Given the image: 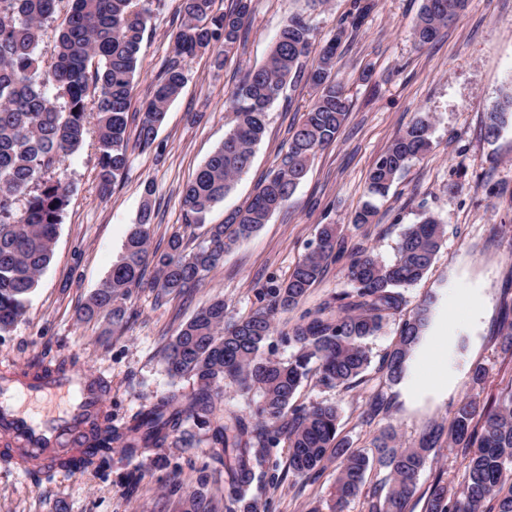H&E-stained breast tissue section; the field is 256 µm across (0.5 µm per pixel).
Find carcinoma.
<instances>
[{"mask_svg": "<svg viewBox=\"0 0 512 512\" xmlns=\"http://www.w3.org/2000/svg\"><path fill=\"white\" fill-rule=\"evenodd\" d=\"M68 2L58 24L55 53L46 61L38 53L46 21ZM466 0H423L414 28L417 44L436 41L457 19ZM214 0H179L180 23L173 33L176 57L167 64L146 100L137 126L135 147L152 148L170 103L181 93L184 60L199 52L211 54L221 68L245 38L250 0H233L223 11ZM165 0H0V333L10 330L26 311L29 295L50 263L59 224L70 199L69 185L57 177L64 159L76 152L95 119L98 137L96 180L109 192L129 164V109L133 79L147 19ZM311 47V28L298 16L288 18L266 62L248 71L229 93L234 126L182 190L185 223L200 224L224 200L249 168L265 132L267 109L283 84L300 74L302 57ZM336 41L325 45L308 80L316 96L294 128L280 163L241 208L211 225L205 238L187 249L174 234L167 249L149 251L155 220L143 205L119 261L88 300L77 307L79 321L103 317L114 328L126 323V300L144 285L158 295H179L201 284L223 263L224 253L250 237L283 208L306 176L316 152L334 142L348 112L347 99L332 71ZM512 119V91L486 113L484 135L498 138ZM430 120L417 117L379 157L368 177V194L385 196L406 165L430 148ZM446 235V225L432 215L409 224L397 245L395 259L385 262L372 250L350 255L348 276L353 288L305 310L289 326L285 340L295 352L285 362L264 356L274 334L275 311L302 305L328 262L344 253L334 224L317 228L315 246L295 264L288 278L270 289V304L250 314L228 318L224 300L216 299L181 325L167 345L164 366L172 378H192L189 394L172 392L124 425L103 411L91 423L88 439L96 451L77 468L100 467L113 447L132 456L140 448H159L174 437L186 445L194 435L187 424L204 427L224 400V387L256 392L252 415H229L212 433L224 448V489L229 499L245 500L260 459L256 449L284 439L289 471L311 478L328 458L336 459L335 512L362 493L366 472L387 471L385 495L372 492L369 512H406L421 471L432 450L448 435L459 448L464 472L459 486L437 477L428 493L425 512H512V387L489 405L466 397L456 406L449 428L433 427L411 446H403L388 425L374 439V452L351 447L339 438L338 408L329 403H293L298 388L310 377L326 390L346 389L360 381L371 363L365 341L390 320L401 319L397 340L379 362L385 379L395 384L404 376L407 357L428 323L436 299L424 300L412 314L405 288L431 267ZM156 277L144 282L149 265Z\"/></svg>", "mask_w": 512, "mask_h": 512, "instance_id": "obj_1", "label": "carcinoma"}]
</instances>
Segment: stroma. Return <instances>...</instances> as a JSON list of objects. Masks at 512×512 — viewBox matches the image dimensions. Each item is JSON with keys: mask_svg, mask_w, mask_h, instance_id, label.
Wrapping results in <instances>:
<instances>
[{"mask_svg": "<svg viewBox=\"0 0 512 512\" xmlns=\"http://www.w3.org/2000/svg\"><path fill=\"white\" fill-rule=\"evenodd\" d=\"M362 24L347 29L337 48L335 74L349 109L335 142L318 151L285 207L251 237L224 255L200 288L182 296L158 297L134 289L126 302L127 322L117 330L103 320L76 322L84 303L118 260L143 202L156 213L150 247L165 250L172 234L189 245L201 241L206 226L251 198L286 148L315 91L307 75L290 79L268 110L265 134L249 169L204 224L183 222L181 191L223 143L234 125L227 97L244 74L267 58L289 15L305 17L313 46L321 48L355 11L354 0H251L246 40L223 68L209 55L185 61L187 77L170 104L149 151L130 149L124 177L100 196L96 175V135L66 158L58 174L69 184L70 203L58 228L54 255L29 297L24 318L0 334V374L33 362L75 361L81 371L110 382L105 408L114 424L126 422L171 392H190L193 383L171 380L163 367L166 346L176 329L212 299L223 298L228 316L239 317L268 302V290L288 276L305 255L321 224L338 225L346 253L371 248L383 260L396 255L407 225L433 215L445 224L444 241L425 276L405 291L409 307L426 297L454 296L478 288L486 300L478 323L459 319L457 340L448 347V367L459 378L446 400L421 408L405 403L400 385L387 383L381 357L397 338L389 322L367 341L371 364L350 389L321 390L305 381L295 404H335L338 431L352 447L370 450L373 437L394 425L404 445L426 430L448 424L467 396L488 403L512 383V353L503 351L498 331L512 318V121L487 141L485 112L512 88V0H467L457 20L434 43L419 47L413 36L423 0H372ZM178 24L177 0H165L146 24L134 76L131 112L149 97L161 70L174 56L171 38ZM431 122V148L410 161L386 197L376 202L373 223L356 227L352 218L366 201L368 175L380 155L417 115ZM487 370L473 386L472 367ZM384 393L387 413L362 418L375 393ZM194 447L168 440L130 456L113 449L98 470L33 472L0 456V512H189L200 499L207 512H331L335 460L325 461L318 479L293 476L286 442L265 448L252 490V506L232 505L224 491V450L211 428L196 432ZM406 512H425L436 477L457 485L462 458L447 442L431 453Z\"/></svg>", "mask_w": 512, "mask_h": 512, "instance_id": "stroma-1", "label": "stroma"}]
</instances>
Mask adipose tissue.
<instances>
[{
    "instance_id": "adipose-tissue-1",
    "label": "adipose tissue",
    "mask_w": 512,
    "mask_h": 512,
    "mask_svg": "<svg viewBox=\"0 0 512 512\" xmlns=\"http://www.w3.org/2000/svg\"><path fill=\"white\" fill-rule=\"evenodd\" d=\"M456 315L455 309L441 307L438 317L412 348L404 377V396L408 403H416L426 396L444 400L448 390L457 381L448 371V344L452 339L449 323Z\"/></svg>"
}]
</instances>
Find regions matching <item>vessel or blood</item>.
I'll return each instance as SVG.
<instances>
[{
	"label": "vessel or blood",
	"instance_id": "b4317fda",
	"mask_svg": "<svg viewBox=\"0 0 512 512\" xmlns=\"http://www.w3.org/2000/svg\"><path fill=\"white\" fill-rule=\"evenodd\" d=\"M33 399L43 401L44 409L28 410ZM103 408L96 374L66 369L0 376V432L32 457H50L62 448L75 458L88 454L86 434Z\"/></svg>",
	"mask_w": 512,
	"mask_h": 512
}]
</instances>
